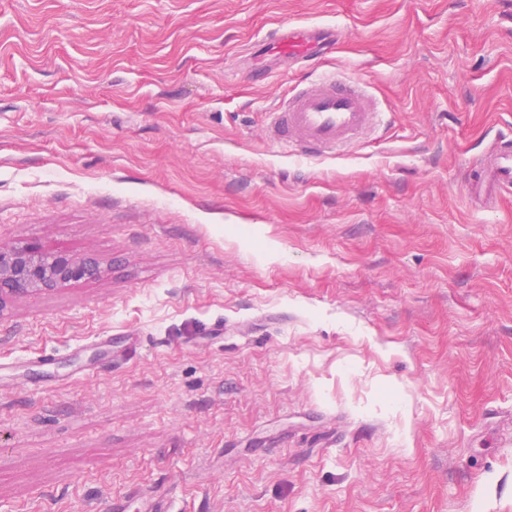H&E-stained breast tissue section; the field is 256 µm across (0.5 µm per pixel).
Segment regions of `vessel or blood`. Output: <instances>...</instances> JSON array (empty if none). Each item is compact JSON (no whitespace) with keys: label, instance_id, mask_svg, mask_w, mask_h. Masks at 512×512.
I'll return each mask as SVG.
<instances>
[{"label":"vessel or blood","instance_id":"b4317fda","mask_svg":"<svg viewBox=\"0 0 512 512\" xmlns=\"http://www.w3.org/2000/svg\"><path fill=\"white\" fill-rule=\"evenodd\" d=\"M335 42L336 35L330 31L279 27L266 38L264 48L277 58L300 61L326 53ZM363 88V82L331 76L304 83L268 111L270 141L303 158L348 147L357 136L383 121ZM464 187L470 199L486 204L512 193V137L500 136L485 159L468 166Z\"/></svg>","mask_w":512,"mask_h":512}]
</instances>
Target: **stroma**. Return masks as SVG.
I'll list each match as a JSON object with an SVG mask.
<instances>
[{
  "mask_svg": "<svg viewBox=\"0 0 512 512\" xmlns=\"http://www.w3.org/2000/svg\"><path fill=\"white\" fill-rule=\"evenodd\" d=\"M329 74L388 124L273 145ZM508 133L512 0H0V243L101 267L0 307V512H512ZM336 43V31H315L306 27H279L265 39L266 53L279 59L300 61L326 53ZM464 187L470 199L485 204L512 193V137L500 136L484 160L467 167Z\"/></svg>",
  "mask_w": 512,
  "mask_h": 512,
  "instance_id": "obj_1",
  "label": "stroma"
}]
</instances>
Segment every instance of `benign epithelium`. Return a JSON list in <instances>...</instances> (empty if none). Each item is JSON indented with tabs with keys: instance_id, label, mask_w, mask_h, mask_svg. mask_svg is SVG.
I'll return each mask as SVG.
<instances>
[{
	"instance_id": "7a95c632",
	"label": "benign epithelium",
	"mask_w": 512,
	"mask_h": 512,
	"mask_svg": "<svg viewBox=\"0 0 512 512\" xmlns=\"http://www.w3.org/2000/svg\"><path fill=\"white\" fill-rule=\"evenodd\" d=\"M101 274L92 258H75L64 252L46 253L24 244H0V308L15 298L42 294Z\"/></svg>"
}]
</instances>
